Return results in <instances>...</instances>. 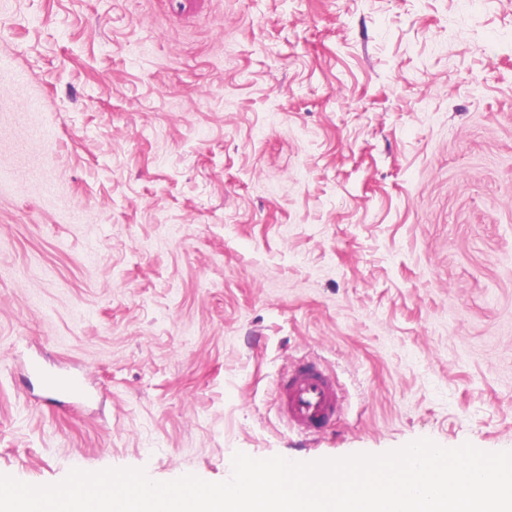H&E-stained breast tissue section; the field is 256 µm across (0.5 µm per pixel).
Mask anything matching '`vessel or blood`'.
I'll return each instance as SVG.
<instances>
[{
    "instance_id": "vessel-or-blood-1",
    "label": "vessel or blood",
    "mask_w": 512,
    "mask_h": 512,
    "mask_svg": "<svg viewBox=\"0 0 512 512\" xmlns=\"http://www.w3.org/2000/svg\"><path fill=\"white\" fill-rule=\"evenodd\" d=\"M277 391L289 427L301 432L327 429L340 410L335 380L313 364L298 367L282 380Z\"/></svg>"
}]
</instances>
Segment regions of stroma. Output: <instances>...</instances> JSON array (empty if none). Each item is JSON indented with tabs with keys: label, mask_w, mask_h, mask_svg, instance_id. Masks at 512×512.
<instances>
[{
	"label": "stroma",
	"mask_w": 512,
	"mask_h": 512,
	"mask_svg": "<svg viewBox=\"0 0 512 512\" xmlns=\"http://www.w3.org/2000/svg\"><path fill=\"white\" fill-rule=\"evenodd\" d=\"M0 59V475L512 451V0H0ZM280 409L288 426L301 432L330 427L340 410L332 376L314 364H303L277 386Z\"/></svg>",
	"instance_id": "1"
}]
</instances>
